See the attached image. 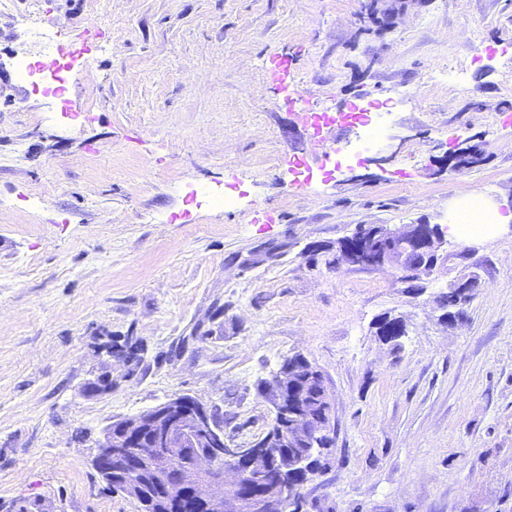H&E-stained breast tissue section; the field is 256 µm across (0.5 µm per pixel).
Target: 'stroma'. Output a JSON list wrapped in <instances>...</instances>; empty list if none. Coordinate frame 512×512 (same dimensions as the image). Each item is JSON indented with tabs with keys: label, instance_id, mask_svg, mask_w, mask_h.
Returning <instances> with one entry per match:
<instances>
[{
	"label": "stroma",
	"instance_id": "1",
	"mask_svg": "<svg viewBox=\"0 0 512 512\" xmlns=\"http://www.w3.org/2000/svg\"><path fill=\"white\" fill-rule=\"evenodd\" d=\"M367 2L0 8V512H138L91 465L103 428L188 394L248 446L274 420L259 382L295 353L335 425L308 512H512V223L415 294L337 258L360 224L447 228L467 194L512 211V0H387L385 23ZM42 21L94 33L58 94L15 69L43 60ZM274 53L306 100L270 82ZM351 106L385 136L357 154L351 126L314 161L297 113ZM468 267L483 286L445 323L435 299ZM128 336L129 376L101 353ZM107 365L111 392L85 396Z\"/></svg>",
	"mask_w": 512,
	"mask_h": 512
}]
</instances>
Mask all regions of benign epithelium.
I'll use <instances>...</instances> for the list:
<instances>
[{
    "instance_id": "benign-epithelium-1",
    "label": "benign epithelium",
    "mask_w": 512,
    "mask_h": 512,
    "mask_svg": "<svg viewBox=\"0 0 512 512\" xmlns=\"http://www.w3.org/2000/svg\"><path fill=\"white\" fill-rule=\"evenodd\" d=\"M382 238L397 243L405 252L414 246L432 253L431 261H404L381 251L367 225H358L348 236L342 256L361 267L389 266L404 283L431 275L440 258L445 239L432 224H405L397 230L384 228ZM462 297L471 299L482 287L480 274L471 270L457 279ZM112 390V370L103 372L84 386L87 394ZM269 396L278 422L259 445L230 448L224 441V426L215 410L187 395L174 396L134 415L114 418L103 431L98 451L92 459L100 475H112V459L135 454L131 461L132 479L124 494L138 502L146 486L153 484L170 500L194 496L207 512H292L290 486L277 479L266 482L263 490L244 492L251 483L260 458L281 463L277 449L294 448L288 468L302 473L307 468V454L330 436V426L318 423L303 402V388L291 369L277 371L262 386ZM232 474L231 481L225 480Z\"/></svg>"
}]
</instances>
